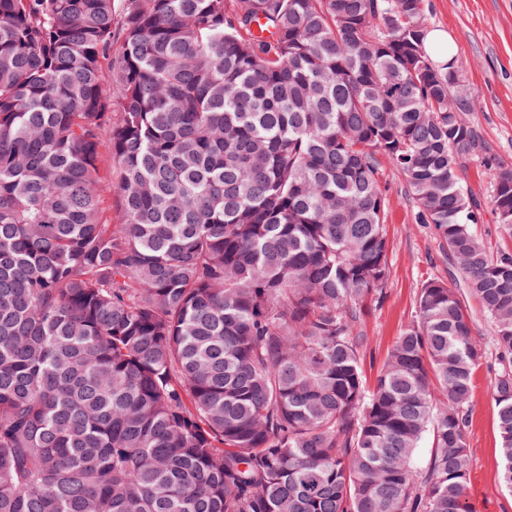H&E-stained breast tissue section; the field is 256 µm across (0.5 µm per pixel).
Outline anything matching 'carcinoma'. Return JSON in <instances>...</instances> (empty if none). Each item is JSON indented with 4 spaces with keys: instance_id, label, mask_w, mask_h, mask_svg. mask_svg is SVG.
<instances>
[{
    "instance_id": "carcinoma-1",
    "label": "carcinoma",
    "mask_w": 512,
    "mask_h": 512,
    "mask_svg": "<svg viewBox=\"0 0 512 512\" xmlns=\"http://www.w3.org/2000/svg\"><path fill=\"white\" fill-rule=\"evenodd\" d=\"M426 22L424 0H0V512H470L488 344L512 489V253L476 233L474 90ZM382 158L492 336L427 280L369 383ZM484 167L512 234V168Z\"/></svg>"
}]
</instances>
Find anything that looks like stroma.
<instances>
[{"label": "stroma", "mask_w": 512, "mask_h": 512, "mask_svg": "<svg viewBox=\"0 0 512 512\" xmlns=\"http://www.w3.org/2000/svg\"><path fill=\"white\" fill-rule=\"evenodd\" d=\"M426 4L428 28L447 31L455 62L476 90L466 119L478 130L484 154L512 167V0H426ZM463 178L483 202L477 233L492 251L512 252V235L503 232L490 203L492 187L485 167L468 163ZM380 185L388 201L385 232L390 276L387 297L367 323L371 343L364 352L363 370L370 379L414 316L423 281L435 278L455 284L461 279L433 229L419 223L401 175L385 161L380 164ZM494 363V351H487L474 373L466 489L472 512H512V492L500 482L496 409L490 395Z\"/></svg>", "instance_id": "35a3bbf8"}]
</instances>
